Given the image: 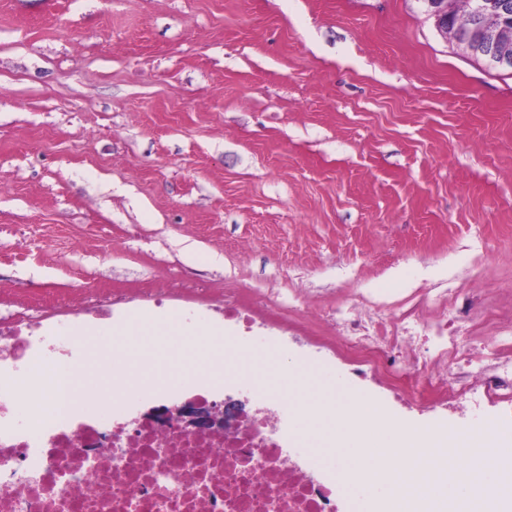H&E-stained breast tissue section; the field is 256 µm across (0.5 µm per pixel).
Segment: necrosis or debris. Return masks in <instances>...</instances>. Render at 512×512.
I'll use <instances>...</instances> for the list:
<instances>
[{"label":"necrosis or debris","mask_w":512,"mask_h":512,"mask_svg":"<svg viewBox=\"0 0 512 512\" xmlns=\"http://www.w3.org/2000/svg\"><path fill=\"white\" fill-rule=\"evenodd\" d=\"M328 342L384 394L407 403H484L512 423V326L491 342L460 334L436 300L413 296L386 318L367 321L337 308ZM49 345L21 321H0V512H348L340 471L298 454L275 393L252 388L247 415L232 434L186 435L143 413L112 407L117 446L100 439L96 409L64 396L61 414L40 436L8 417L25 379L21 368Z\"/></svg>","instance_id":"4bbe7bcc"}]
</instances>
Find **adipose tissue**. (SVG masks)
<instances>
[{"label":"adipose tissue","mask_w":512,"mask_h":512,"mask_svg":"<svg viewBox=\"0 0 512 512\" xmlns=\"http://www.w3.org/2000/svg\"><path fill=\"white\" fill-rule=\"evenodd\" d=\"M77 333L94 337L107 335L120 349L147 348L162 358L187 360L194 374L210 376L214 381L222 377L221 370L211 365L210 357L224 347L223 327L214 326L198 334L175 312L159 314L144 310L136 313L123 327L82 326ZM39 368L55 382L56 387L36 397V410L31 420L35 426L40 425L45 417L54 414L59 391L83 392L87 389L85 373L73 367L55 361H44Z\"/></svg>","instance_id":"1"}]
</instances>
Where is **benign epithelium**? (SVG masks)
<instances>
[{"instance_id":"1","label":"benign epithelium","mask_w":512,"mask_h":512,"mask_svg":"<svg viewBox=\"0 0 512 512\" xmlns=\"http://www.w3.org/2000/svg\"><path fill=\"white\" fill-rule=\"evenodd\" d=\"M422 2L427 5L428 15L433 18L435 26L444 33L448 32V29L443 27V23L448 10L452 7V2L450 0H422ZM502 10L503 6L498 0H488L483 4L481 13L490 18V21L483 24L482 31L488 40L504 48L505 54L501 57L500 64L511 67L512 55L508 54V51L512 49V28L491 21V18ZM148 416L161 424L174 423L186 432L195 433L232 429L243 418L244 410L239 402L205 404L188 400L154 408L148 412Z\"/></svg>"}]
</instances>
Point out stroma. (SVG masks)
I'll return each instance as SVG.
<instances>
[{
    "mask_svg": "<svg viewBox=\"0 0 512 512\" xmlns=\"http://www.w3.org/2000/svg\"><path fill=\"white\" fill-rule=\"evenodd\" d=\"M158 288L199 332L231 291L293 305L249 354L305 363L396 428L494 426L384 399L305 310L424 292L452 324L463 302L512 321V70L422 0H0V320L67 336ZM112 349L67 354L98 399L133 377L163 391L169 360Z\"/></svg>",
    "mask_w": 512,
    "mask_h": 512,
    "instance_id": "35a3bbf8",
    "label": "stroma"
}]
</instances>
